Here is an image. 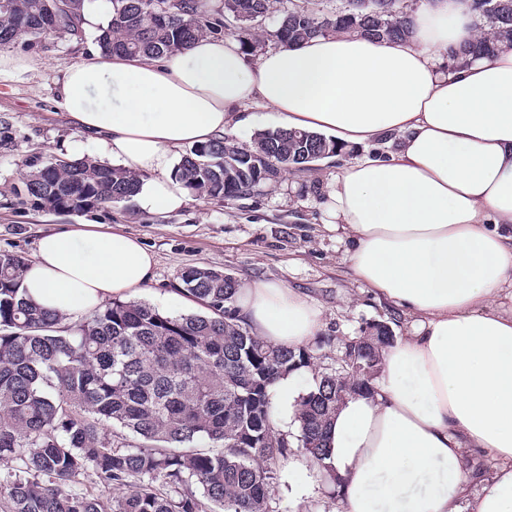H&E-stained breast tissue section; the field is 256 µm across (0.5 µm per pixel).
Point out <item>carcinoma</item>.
I'll return each instance as SVG.
<instances>
[{"mask_svg":"<svg viewBox=\"0 0 512 512\" xmlns=\"http://www.w3.org/2000/svg\"><path fill=\"white\" fill-rule=\"evenodd\" d=\"M97 43L107 53L161 57L211 35L244 48L272 0H111ZM403 0H349L325 12L294 4L277 37L298 44L353 32L376 40L410 34ZM84 0H0V48L27 35L79 39ZM490 32L465 46L487 56L512 45V0H472ZM342 146L325 136L276 128L245 146L199 144L176 175L226 201L263 192L284 170L311 171ZM268 161L253 165L257 156ZM140 176L89 159H56L28 172L24 195L40 208L86 212L130 201ZM28 260L0 252V512H270L272 464L300 451L321 462L336 393L372 389L380 353L394 336L344 343L336 367L300 399L298 434L272 422L276 380L313 365L307 347H275L244 326L240 284L205 266L183 270L177 290L204 312L171 314L114 300L63 323L27 301ZM90 483L112 494L77 490Z\"/></svg>","mask_w":512,"mask_h":512,"instance_id":"carcinoma-1","label":"carcinoma"}]
</instances>
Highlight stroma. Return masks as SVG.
Here are the masks:
<instances>
[{"label": "stroma", "instance_id": "obj_1", "mask_svg": "<svg viewBox=\"0 0 512 512\" xmlns=\"http://www.w3.org/2000/svg\"><path fill=\"white\" fill-rule=\"evenodd\" d=\"M97 37L46 39L34 43L19 36L11 54L39 60V71L0 77V116L15 131L13 150L0 149V252L33 259L41 232L67 224H105L137 235L155 255L154 279L142 302L166 312L191 313L195 304L172 298L182 270L207 266L232 274L239 283L275 281L304 292L324 307L325 324L308 344L314 369L334 367L341 341L358 336L370 324L389 323L395 338L407 336L411 318L377 298L352 274L346 261L351 247L343 231L327 227L325 185L351 160L384 154L383 146H353L321 161L316 171L283 172L276 183L248 199L218 201L190 192L176 212L152 214L137 202L90 212H55L14 203L11 187L21 186L27 170L53 158H95L94 145L77 136L53 104L51 77L56 68L78 61L97 48ZM273 512H342L324 489L298 497L288 484L287 462L274 467Z\"/></svg>", "mask_w": 512, "mask_h": 512}]
</instances>
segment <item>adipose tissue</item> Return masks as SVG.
<instances>
[{"mask_svg":"<svg viewBox=\"0 0 512 512\" xmlns=\"http://www.w3.org/2000/svg\"><path fill=\"white\" fill-rule=\"evenodd\" d=\"M477 35L470 0H422L403 40L336 34L255 57L204 37L159 58L92 51L52 77L56 109L101 160L140 174L150 213L189 200L172 175L182 147L249 127L259 109L346 147L390 135L385 157L349 164L326 197L354 275L409 313L412 333L384 349L373 390L337 408L325 463H289L300 493L334 474L343 512H512V46L449 67ZM155 263L133 234L73 224L39 237L22 286L76 318L139 299ZM238 305L276 346L322 329L321 307L277 282L246 284ZM312 375L276 382V432ZM475 451L495 463L476 493Z\"/></svg>","mask_w":512,"mask_h":512,"instance_id":"1","label":"adipose tissue"}]
</instances>
